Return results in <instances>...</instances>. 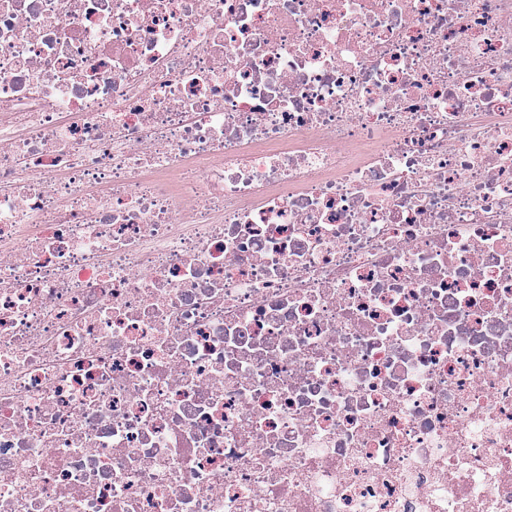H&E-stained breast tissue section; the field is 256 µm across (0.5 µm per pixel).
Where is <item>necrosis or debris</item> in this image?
Wrapping results in <instances>:
<instances>
[{
  "label": "necrosis or debris",
  "mask_w": 512,
  "mask_h": 512,
  "mask_svg": "<svg viewBox=\"0 0 512 512\" xmlns=\"http://www.w3.org/2000/svg\"><path fill=\"white\" fill-rule=\"evenodd\" d=\"M0 512H512V0H0Z\"/></svg>",
  "instance_id": "necrosis-or-debris-1"
}]
</instances>
